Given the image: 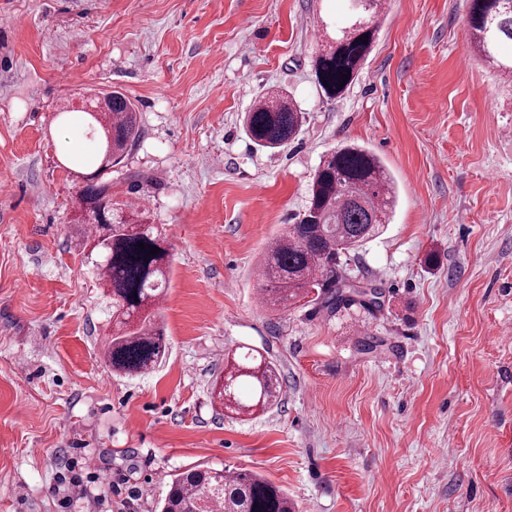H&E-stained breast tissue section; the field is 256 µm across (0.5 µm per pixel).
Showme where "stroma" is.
<instances>
[{"label":"stroma","mask_w":512,"mask_h":512,"mask_svg":"<svg viewBox=\"0 0 512 512\" xmlns=\"http://www.w3.org/2000/svg\"><path fill=\"white\" fill-rule=\"evenodd\" d=\"M467 11L388 0L330 100L313 60L343 0H0V512H159L196 467L258 472L296 512H512V79L474 54ZM271 86L304 113L275 150L243 130ZM105 90L141 127L112 193L171 245L168 354L136 376L103 359L112 301L67 232L68 158L91 172L96 141L57 112ZM344 142L398 187L343 260L384 305L269 311L258 264ZM241 345L283 386L245 417L212 396Z\"/></svg>","instance_id":"stroma-1"}]
</instances>
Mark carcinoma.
Returning <instances> with one entry per match:
<instances>
[{
    "instance_id": "cac0c4a2",
    "label": "carcinoma",
    "mask_w": 512,
    "mask_h": 512,
    "mask_svg": "<svg viewBox=\"0 0 512 512\" xmlns=\"http://www.w3.org/2000/svg\"><path fill=\"white\" fill-rule=\"evenodd\" d=\"M347 2V25L333 36L324 34V49L314 60L317 84L328 99L340 96L359 75L387 9V0ZM467 4L473 48L499 76L511 79L512 0ZM81 119L94 131L99 147L97 168L81 174V215L73 224V237L83 249L96 239L105 241L96 252L114 319L105 361L115 372L143 374L160 364L167 349L157 304L166 287L170 248L156 227L143 222L138 207L114 202L108 178L138 138L137 112L122 92L102 91ZM302 119L288 95L269 89L245 113L244 127L255 144L277 149L296 138ZM396 199L395 183L374 153L357 144L332 150L313 176L305 213L266 249L259 272L264 305L279 312L308 298L330 313L355 305L368 311L381 308L383 290L348 278L341 257L380 232ZM141 242L146 248L138 247ZM152 247L159 253L149 254ZM242 383L250 387L245 398L238 392ZM213 391L231 412L251 415L277 404L282 384L271 361L243 346L227 356L224 378L215 381ZM161 512H295V505L287 492L258 473L206 469L176 478Z\"/></svg>"
}]
</instances>
